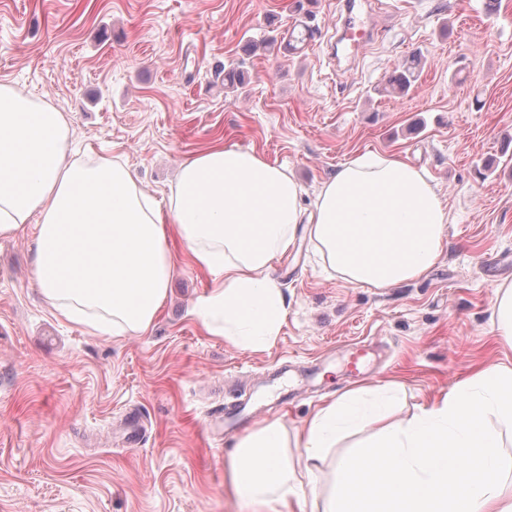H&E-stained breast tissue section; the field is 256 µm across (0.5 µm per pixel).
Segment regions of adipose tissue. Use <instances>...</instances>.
I'll return each instance as SVG.
<instances>
[{
    "mask_svg": "<svg viewBox=\"0 0 512 512\" xmlns=\"http://www.w3.org/2000/svg\"><path fill=\"white\" fill-rule=\"evenodd\" d=\"M63 113L0 85V237L37 227L33 275L55 310L91 332H147L168 291L171 239L212 277L194 314L247 348L277 335L286 312L268 271L305 236L348 283L391 288L423 276L447 245L449 214L437 184L394 154L366 152L339 165L312 206L286 168L252 149L209 148L181 160L162 199L127 164L80 161ZM400 384L344 393L303 434L278 423L240 438L229 481L259 506L304 503L330 448L371 423L334 469L322 512H512V366L474 372L442 398L397 418ZM301 453L291 457L290 447Z\"/></svg>",
    "mask_w": 512,
    "mask_h": 512,
    "instance_id": "1",
    "label": "adipose tissue"
}]
</instances>
